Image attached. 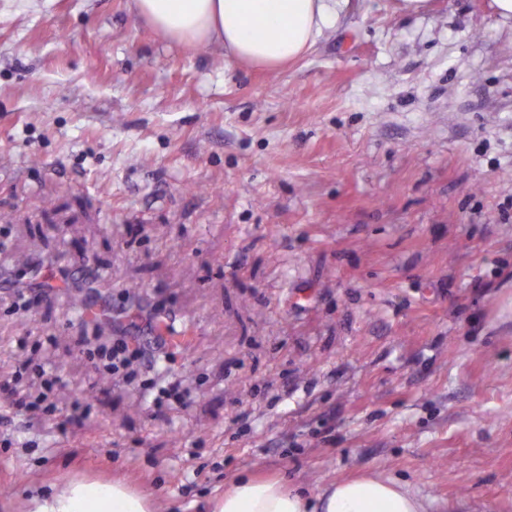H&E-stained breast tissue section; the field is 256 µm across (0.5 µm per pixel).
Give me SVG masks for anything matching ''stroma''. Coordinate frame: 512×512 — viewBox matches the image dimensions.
I'll list each match as a JSON object with an SVG mask.
<instances>
[{"mask_svg": "<svg viewBox=\"0 0 512 512\" xmlns=\"http://www.w3.org/2000/svg\"><path fill=\"white\" fill-rule=\"evenodd\" d=\"M398 3L348 0L268 71L131 0H0V279L90 258L113 303L198 330L159 408L87 355L74 288L0 287V512L84 475L202 512L245 470L512 512V20ZM26 360L63 380L50 416L19 404ZM146 389L153 393V403L156 407L171 404H183L188 396V391L181 387V383L174 382L166 387H161L155 392L153 384H147Z\"/></svg>", "mask_w": 512, "mask_h": 512, "instance_id": "stroma-1", "label": "stroma"}]
</instances>
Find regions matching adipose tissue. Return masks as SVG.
I'll return each instance as SVG.
<instances>
[{"instance_id":"ef3b65f1","label":"adipose tissue","mask_w":512,"mask_h":512,"mask_svg":"<svg viewBox=\"0 0 512 512\" xmlns=\"http://www.w3.org/2000/svg\"><path fill=\"white\" fill-rule=\"evenodd\" d=\"M345 5L346 0H131L136 15L169 41L215 45L236 61L266 70L307 54ZM24 512H157V506L126 479L79 477L28 496ZM206 512H426V506L393 478L336 481L314 495L248 472L210 499Z\"/></svg>"}]
</instances>
